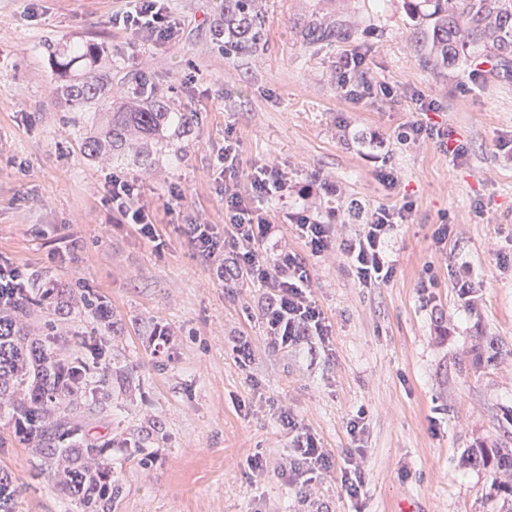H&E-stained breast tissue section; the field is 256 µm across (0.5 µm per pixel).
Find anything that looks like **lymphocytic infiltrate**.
Here are the masks:
<instances>
[{"instance_id":"obj_1","label":"lymphocytic infiltrate","mask_w":512,"mask_h":512,"mask_svg":"<svg viewBox=\"0 0 512 512\" xmlns=\"http://www.w3.org/2000/svg\"><path fill=\"white\" fill-rule=\"evenodd\" d=\"M111 22L159 41L176 39L179 34L178 24L163 0H131L129 9L113 14ZM290 190L288 176L278 165L254 166L246 176L245 190L225 187L223 227L195 220L186 225L185 232L198 251L211 259L214 278L224 279L232 269L243 270L267 288L260 315L271 346L288 350L305 343L313 355L328 351L332 325L311 295L309 269L295 253L284 249L271 264L260 254L261 244L279 231L278 225L272 224L262 211L261 204L271 197L287 199ZM104 202L142 240L157 241V219L143 199L138 182L113 176ZM411 211L408 204L397 210L378 208L359 234L343 239L337 238L332 226L320 222L308 208L286 213L285 219L311 255L339 249L359 285L369 287L390 281L394 276L395 269L387 256L388 242L394 227L405 223ZM278 421L288 435L291 450L289 460L281 467V475L300 484L303 498H310L317 475L334 468L340 473L343 496L352 501L360 497L364 484V450L356 442L364 429V413H357L348 421L347 433L355 445L338 458L286 407H279Z\"/></svg>"}]
</instances>
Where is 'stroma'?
Masks as SVG:
<instances>
[{
  "label": "stroma",
  "instance_id": "obj_1",
  "mask_svg": "<svg viewBox=\"0 0 512 512\" xmlns=\"http://www.w3.org/2000/svg\"><path fill=\"white\" fill-rule=\"evenodd\" d=\"M167 4L181 34L162 44L112 27L125 0H0V256L28 268L34 289L57 293L58 304L32 309L26 322L50 330L63 359L103 350L109 396L78 412L82 437L100 444L120 434L150 458L141 466L130 449L110 448L121 486L113 512H296L300 487L280 476L289 451L280 404L336 456L352 445L348 420L366 411L360 498L343 497L333 470L319 478L312 512H500L489 472L461 466L460 456L512 448V72L426 61L408 0H260V45L231 55L224 0ZM320 17L345 18L357 34L310 53L302 34ZM89 43L113 93L144 76L167 99L170 120L148 159L85 150L111 114L104 104L71 112L60 90L87 66L61 75L55 64ZM350 52L365 55L362 77L388 84L395 99L355 101L338 89L336 64ZM419 94L440 111H417ZM416 120L447 126L464 159L431 140L400 143L398 129ZM228 134L242 168L274 162L288 175L287 201L265 209L306 258L333 325L328 354L269 347L265 288L242 272L215 280L184 232L192 218L224 221L213 170ZM383 168L397 175L395 188L378 182ZM115 173L142 179L161 247L105 206ZM408 202L388 250L396 274L371 288L342 253L307 254L282 222L305 204L352 237L370 211ZM441 223L456 235L439 251ZM464 267L472 304L453 286ZM427 273L438 283L428 302L418 293ZM161 331L170 342L159 350ZM240 336L255 349L244 368L232 353ZM12 427L0 411V471L21 486L14 512H86L47 484ZM256 453L266 461L259 473L246 467Z\"/></svg>",
  "mask_w": 512,
  "mask_h": 512
}]
</instances>
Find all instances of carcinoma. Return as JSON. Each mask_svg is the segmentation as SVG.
<instances>
[{"instance_id":"cac0c4a2","label":"carcinoma","mask_w":512,"mask_h":512,"mask_svg":"<svg viewBox=\"0 0 512 512\" xmlns=\"http://www.w3.org/2000/svg\"><path fill=\"white\" fill-rule=\"evenodd\" d=\"M413 28L423 54L435 65L448 68L482 56L496 65L512 67V0H417L412 7ZM264 17L256 0H224V52L256 48ZM330 24L316 18L308 27L306 43L316 44ZM110 81L90 72L79 84L65 86L66 101L74 112L102 102ZM168 121L163 97L143 88L125 95L112 107V122L87 142L92 154L121 149L150 140ZM50 298L24 296L0 307V405L12 409L14 434L32 446L44 461L49 481L64 487L90 512H112L120 492L113 479L112 459L106 446L76 441L72 412L87 400L90 369L83 361H65L47 339L21 326L32 307ZM466 462L492 474V487L512 498V448H471ZM18 493L15 479L0 473V512H13Z\"/></svg>"}]
</instances>
